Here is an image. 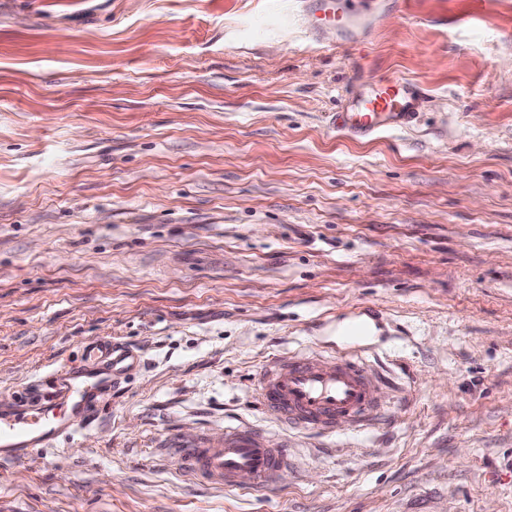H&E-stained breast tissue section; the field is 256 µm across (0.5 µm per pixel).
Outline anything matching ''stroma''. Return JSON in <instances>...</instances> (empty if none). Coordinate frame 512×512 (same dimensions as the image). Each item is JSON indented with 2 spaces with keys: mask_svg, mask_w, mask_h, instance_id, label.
I'll list each match as a JSON object with an SVG mask.
<instances>
[{
  "mask_svg": "<svg viewBox=\"0 0 512 512\" xmlns=\"http://www.w3.org/2000/svg\"><path fill=\"white\" fill-rule=\"evenodd\" d=\"M395 77L410 127L337 130ZM351 322L376 427L261 489L166 454ZM102 337L139 366L0 512H512V0H0V415Z\"/></svg>",
  "mask_w": 512,
  "mask_h": 512,
  "instance_id": "obj_1",
  "label": "stroma"
}]
</instances>
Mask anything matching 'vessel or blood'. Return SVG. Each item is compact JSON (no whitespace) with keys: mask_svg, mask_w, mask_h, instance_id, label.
<instances>
[{"mask_svg":"<svg viewBox=\"0 0 512 512\" xmlns=\"http://www.w3.org/2000/svg\"><path fill=\"white\" fill-rule=\"evenodd\" d=\"M419 98L414 83L397 78L376 85L368 97L339 113V124L357 138L403 129L413 121ZM85 360L87 371L69 378L74 398L70 415H59L46 404L0 416V458L28 457L35 447H52L61 432L87 427L93 414L87 392L106 389L133 365L135 355L125 346L101 340L88 347ZM378 381L363 348L352 338L334 355L312 352L270 361L261 373L257 399L267 413L295 430L332 433L340 419L365 429L381 412ZM171 453L196 479L227 488L244 480L257 488L269 486L288 465L285 439L242 426L225 428L216 440L199 437L173 443Z\"/></svg>","mask_w":512,"mask_h":512,"instance_id":"vessel-or-blood-1","label":"vessel or blood"}]
</instances>
